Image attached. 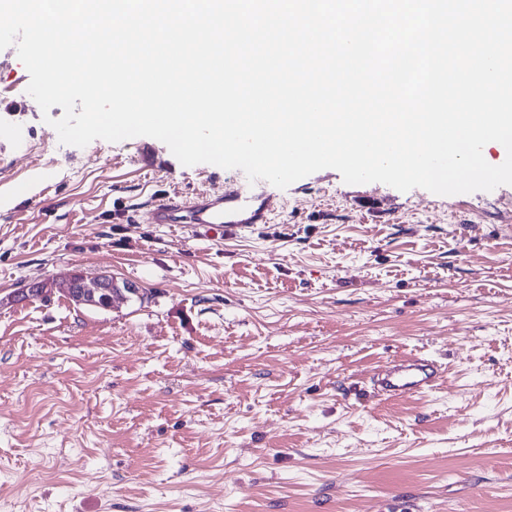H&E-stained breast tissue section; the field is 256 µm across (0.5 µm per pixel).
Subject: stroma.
<instances>
[{
	"instance_id": "1",
	"label": "stroma",
	"mask_w": 512,
	"mask_h": 512,
	"mask_svg": "<svg viewBox=\"0 0 512 512\" xmlns=\"http://www.w3.org/2000/svg\"><path fill=\"white\" fill-rule=\"evenodd\" d=\"M29 81L0 50V512H512V185L323 169L199 234L150 203L240 170L62 144ZM72 274L137 293L78 306ZM412 356L441 385L375 396Z\"/></svg>"
}]
</instances>
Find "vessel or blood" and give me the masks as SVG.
I'll use <instances>...</instances> for the list:
<instances>
[{
    "instance_id": "vessel-or-blood-1",
    "label": "vessel or blood",
    "mask_w": 512,
    "mask_h": 512,
    "mask_svg": "<svg viewBox=\"0 0 512 512\" xmlns=\"http://www.w3.org/2000/svg\"><path fill=\"white\" fill-rule=\"evenodd\" d=\"M271 208L262 200L253 184L237 182L225 187L223 194L200 191L192 198L167 196L150 208L154 224H186L193 228L233 229L270 221ZM442 373L432 360L411 357L378 370L372 378L379 395L403 397L432 390Z\"/></svg>"
}]
</instances>
